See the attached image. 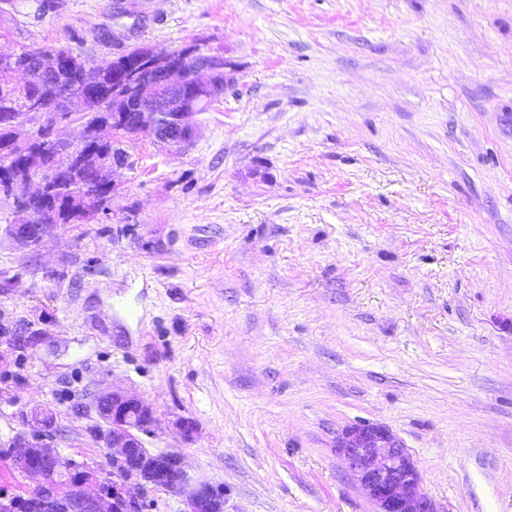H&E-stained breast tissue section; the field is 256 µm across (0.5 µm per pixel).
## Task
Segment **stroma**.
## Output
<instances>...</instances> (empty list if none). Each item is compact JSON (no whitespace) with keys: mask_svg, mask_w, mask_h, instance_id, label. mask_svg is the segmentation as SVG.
<instances>
[{"mask_svg":"<svg viewBox=\"0 0 512 512\" xmlns=\"http://www.w3.org/2000/svg\"><path fill=\"white\" fill-rule=\"evenodd\" d=\"M0 43L195 46L235 79L187 150L127 140L94 221L0 240L1 440L41 406L105 464L113 386L224 512H373L355 424L437 512H512V0H0Z\"/></svg>","mask_w":512,"mask_h":512,"instance_id":"35a3bbf8","label":"stroma"}]
</instances>
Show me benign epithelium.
<instances>
[{"label": "benign epithelium", "instance_id": "obj_1", "mask_svg": "<svg viewBox=\"0 0 512 512\" xmlns=\"http://www.w3.org/2000/svg\"><path fill=\"white\" fill-rule=\"evenodd\" d=\"M20 51L0 46V70L25 82H43L63 66L84 65L85 59L69 52L39 55L31 70L18 69ZM147 59L145 69L112 73V96L91 97L82 89L60 91L67 105L57 109L50 100L25 102L22 114L0 117V129L10 133L12 155L0 163V194L14 198L16 219L5 225V234L21 247H38L51 233L43 223L49 192L59 174L71 165H86L87 145L118 142L127 133L141 135L166 148L185 150L193 142L189 117L196 101H217L232 83L224 73V59L201 51L181 55L134 44L112 57ZM195 67L187 70V60ZM135 93L147 105H161L176 113L163 121L159 112L133 115L118 104ZM63 122L77 123L76 140L57 134ZM133 166L128 151H114L86 169L87 177L100 184L112 180L116 169ZM84 211L94 216L108 199L86 194ZM93 408L101 422L98 436L109 449L112 469L92 467L67 458L52 443V413L35 410L27 419L30 430L0 443L32 482L23 495L0 494V512H147L149 494L164 492L182 499L184 512H224V490L190 473L183 455L175 450L155 452L147 447L158 424L153 407L121 389L97 393ZM349 474L364 490L373 512H437L425 492L420 474L407 449L382 426L360 424L345 428L338 440Z\"/></svg>", "mask_w": 512, "mask_h": 512}]
</instances>
